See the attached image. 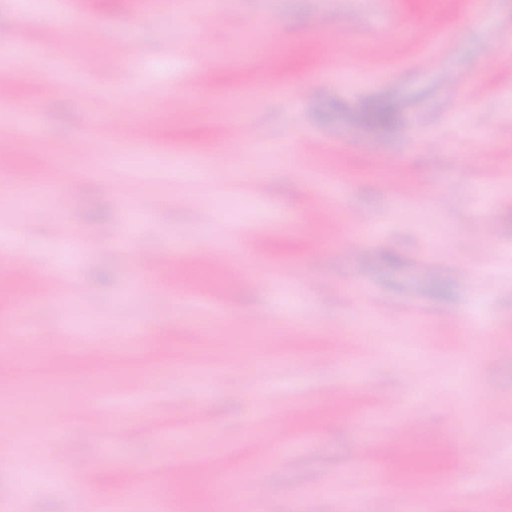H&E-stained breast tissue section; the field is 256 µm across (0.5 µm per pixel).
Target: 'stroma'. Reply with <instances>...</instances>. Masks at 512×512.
Segmentation results:
<instances>
[{"label": "stroma", "instance_id": "stroma-1", "mask_svg": "<svg viewBox=\"0 0 512 512\" xmlns=\"http://www.w3.org/2000/svg\"><path fill=\"white\" fill-rule=\"evenodd\" d=\"M143 6L78 0L45 43L51 17L0 0V48L16 50L0 132L30 130L0 184L50 177L56 158L79 185L0 209V243L68 278L59 295L0 287V364L34 394L0 410V512H115L133 470L165 484L166 512H347L368 470L385 497L360 512H405L406 489L426 512H512L495 481L512 473V0H209L190 25L140 24ZM369 101L398 123L355 124ZM119 121L145 126L147 161H109ZM204 161L207 177L186 172ZM147 195L160 205L141 218ZM204 248L213 264L194 262ZM448 248L462 265L430 274ZM141 251L155 266L137 302ZM474 347L466 400L453 380ZM469 407L496 429L458 432ZM453 437L465 454L441 455ZM22 439L40 455L16 461ZM89 448L100 467L72 489ZM20 465L40 475L22 493Z\"/></svg>", "mask_w": 512, "mask_h": 512}]
</instances>
